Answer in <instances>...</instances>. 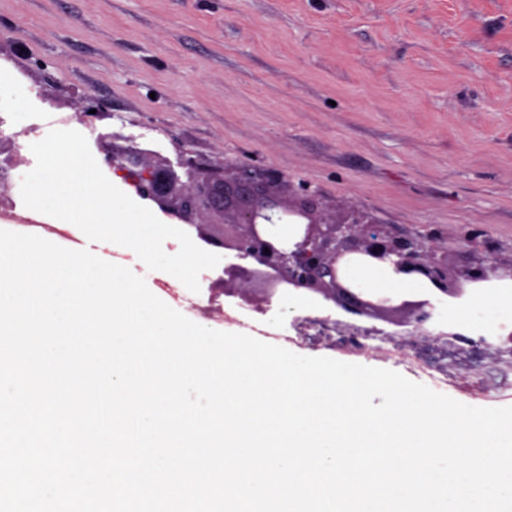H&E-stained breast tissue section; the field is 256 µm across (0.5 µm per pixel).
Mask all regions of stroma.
<instances>
[{"instance_id":"1","label":"stroma","mask_w":512,"mask_h":512,"mask_svg":"<svg viewBox=\"0 0 512 512\" xmlns=\"http://www.w3.org/2000/svg\"><path fill=\"white\" fill-rule=\"evenodd\" d=\"M0 67L46 90L40 130L128 138L176 161L277 170L327 205H363L401 235L425 236L459 268L512 263V0H0ZM106 104L86 120L83 96ZM203 271L191 321L239 333L255 324L299 353L396 371L475 407L512 406V353L478 350L441 383L419 346L389 357L300 341V320L334 318L316 296L272 317L215 291Z\"/></svg>"}]
</instances>
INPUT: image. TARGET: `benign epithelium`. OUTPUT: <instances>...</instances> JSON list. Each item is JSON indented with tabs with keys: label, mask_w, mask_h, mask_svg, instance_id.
<instances>
[{
	"label": "benign epithelium",
	"mask_w": 512,
	"mask_h": 512,
	"mask_svg": "<svg viewBox=\"0 0 512 512\" xmlns=\"http://www.w3.org/2000/svg\"><path fill=\"white\" fill-rule=\"evenodd\" d=\"M98 145L112 172L172 223L193 227L206 244L233 250L249 261L248 267L224 266V279L214 287L236 291L250 306L268 301L277 287L312 292L348 318L346 329L372 336L377 330L363 323L381 320L409 327L410 336L449 344L468 332L451 319L445 329H434L445 301L465 293L486 295L512 281V265L502 267L494 259L453 273L448 252L425 240L396 235L360 207L330 213L320 193L264 166L234 162L214 172L184 151L177 162L186 175L183 181L169 162L151 160L145 149L116 148L107 144L105 135ZM204 224L224 225V239L203 232ZM278 225L293 226L292 237L276 235ZM354 263L382 265L395 278L418 280L425 286L424 298L391 304L366 294L346 275Z\"/></svg>",
	"instance_id": "benign-epithelium-1"
}]
</instances>
